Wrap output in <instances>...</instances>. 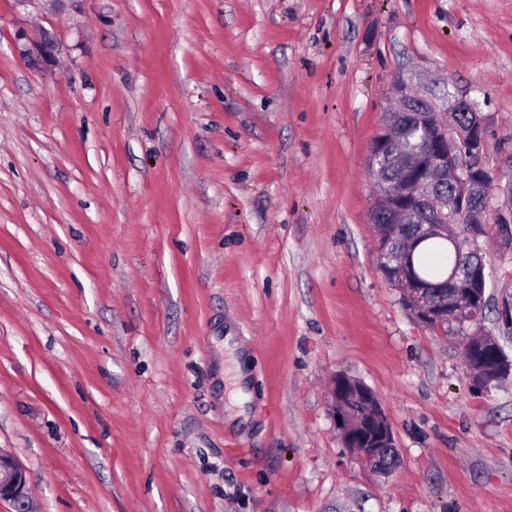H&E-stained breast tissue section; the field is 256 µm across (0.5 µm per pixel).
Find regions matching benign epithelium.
Here are the masks:
<instances>
[{
	"mask_svg": "<svg viewBox=\"0 0 512 512\" xmlns=\"http://www.w3.org/2000/svg\"><path fill=\"white\" fill-rule=\"evenodd\" d=\"M435 79L425 74L410 72L399 75L391 87L392 98L396 102L394 111L412 112L413 101L427 105L420 112H412L417 120L426 122L436 130L430 145L431 165L424 166L420 155H412L404 159L403 164L410 177L394 191L392 199L398 201L408 196L407 186L416 173L424 172L421 183L430 188L448 179L456 181L459 197L444 198L435 207H428L426 213L427 233L437 237H448V225L456 224L464 218L468 223L481 229V233L472 235V250L480 249V239L489 236L491 243L500 252H512V158L505 168L496 175L488 171L476 175L475 168L462 163L467 153L461 152L464 142H469L470 154L481 153L488 132V124L482 119L478 124L463 134L455 123L449 120L451 113L477 111L471 100L469 91L464 89L448 99V105L432 104L428 91ZM497 198L493 209H466L462 203L466 199ZM492 211V223L486 222L487 211ZM408 287L414 297L415 319L424 327L435 333L447 332L448 325L459 321L463 315L476 319L478 308L467 310L460 308L456 300L448 301L442 307L431 303L429 296L415 280L406 278ZM356 400L362 407L360 418L350 411L349 402ZM329 405L336 428L345 448L355 454L362 463L375 473L387 474L398 464V461H384V457L394 447V436L391 425L382 410L374 391L364 383L340 374L333 378L329 387ZM0 499L11 502L15 512H35L29 496L28 479L25 470L10 455L0 451Z\"/></svg>",
	"mask_w": 512,
	"mask_h": 512,
	"instance_id": "7a95c632",
	"label": "benign epithelium"
}]
</instances>
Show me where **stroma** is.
<instances>
[{"label": "stroma", "instance_id": "stroma-1", "mask_svg": "<svg viewBox=\"0 0 512 512\" xmlns=\"http://www.w3.org/2000/svg\"><path fill=\"white\" fill-rule=\"evenodd\" d=\"M409 71L512 158V0H0V450L37 512H512V378L474 395L378 266ZM339 374L392 475L343 447ZM380 131L382 132L376 135L372 142L370 154L376 153L379 149L380 152L376 159L369 156L368 168L373 176L371 165L377 163L376 178L385 183L394 184L399 182L401 176L399 160L411 151L416 153L422 151L427 144L428 132L417 126L403 124L395 138L384 142L383 134L386 132V125H383ZM381 144L383 146L380 148ZM328 397L343 446L375 473L388 474L395 469L398 464L397 454L395 461L390 462L388 459L383 462L395 445L394 436L374 391L364 383L340 374L333 378ZM353 399L362 407L359 419L355 418L349 408V402ZM357 402L352 404L356 412L361 409Z\"/></svg>", "mask_w": 512, "mask_h": 512}]
</instances>
